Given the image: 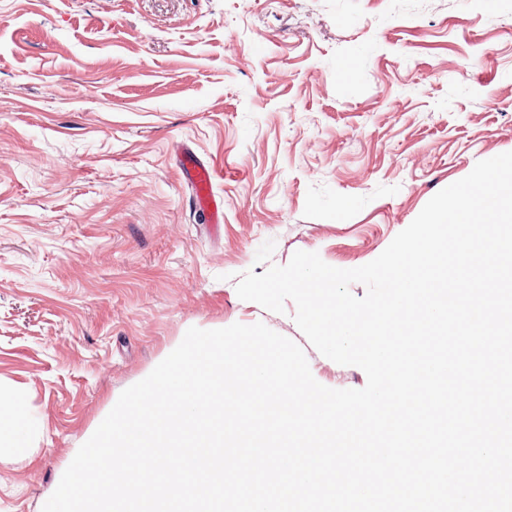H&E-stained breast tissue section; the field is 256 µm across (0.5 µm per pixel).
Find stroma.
<instances>
[{
	"label": "stroma",
	"mask_w": 512,
	"mask_h": 512,
	"mask_svg": "<svg viewBox=\"0 0 512 512\" xmlns=\"http://www.w3.org/2000/svg\"><path fill=\"white\" fill-rule=\"evenodd\" d=\"M504 152L512 0H0V384L40 424L0 456V512H42L190 327L263 323L363 388L241 275L298 250L365 265ZM185 174L194 188L198 204L208 211L211 224H223L224 201L217 198L212 191L215 170L198 160L195 154L185 152L182 158Z\"/></svg>",
	"instance_id": "1"
}]
</instances>
